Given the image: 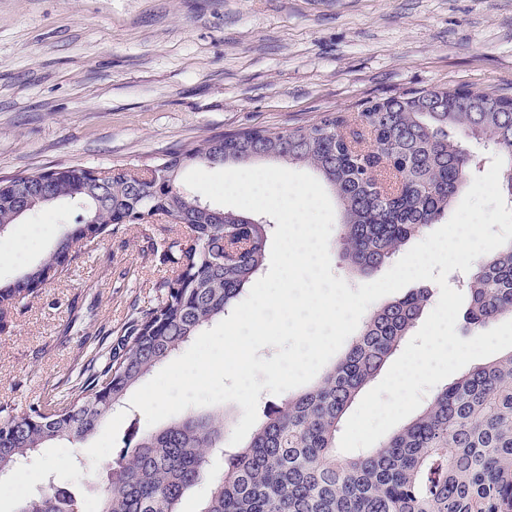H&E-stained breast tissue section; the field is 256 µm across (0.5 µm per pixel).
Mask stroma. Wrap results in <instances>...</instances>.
<instances>
[{"label": "stroma", "instance_id": "35a3bbf8", "mask_svg": "<svg viewBox=\"0 0 512 512\" xmlns=\"http://www.w3.org/2000/svg\"><path fill=\"white\" fill-rule=\"evenodd\" d=\"M512 91V0H0V178L162 162L240 129L284 130L430 87ZM51 207L0 236L14 279L81 224ZM179 224H118L0 321V405L62 399L171 277ZM147 431L130 403L88 441L40 449L24 474L78 503Z\"/></svg>", "mask_w": 512, "mask_h": 512}]
</instances>
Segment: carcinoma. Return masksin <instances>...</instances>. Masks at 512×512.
I'll list each match as a JSON object with an SVG mask.
<instances>
[{
    "label": "carcinoma",
    "instance_id": "obj_1",
    "mask_svg": "<svg viewBox=\"0 0 512 512\" xmlns=\"http://www.w3.org/2000/svg\"><path fill=\"white\" fill-rule=\"evenodd\" d=\"M476 141L504 160L500 188L512 203V94L464 87L422 88L339 112L286 131L245 129L212 136L185 150L152 182L114 174L100 182L79 169L0 181V229L52 204L83 211L84 227L64 230L38 262L0 283V314L31 293L29 285L59 278L63 259L109 231L115 213L142 223L164 215L189 230L166 242L173 278L157 302L128 322L100 364L55 404L18 414L0 407V474L32 453L100 430L112 408L199 332L224 319L267 260L270 225L215 208L180 190L191 165L284 162L310 168L339 207L341 258L373 274L413 238L439 223L483 159ZM466 329L476 332L512 316V243L473 266L464 282ZM416 288L378 307L344 356L312 388L265 415L250 440L225 454L223 473L208 455L224 447V412L188 413L140 435L134 450L107 475L99 512H180L185 493L203 482L200 512H512V351L476 366L437 390L427 406L382 446L353 456L337 451L346 411L428 307ZM18 512H78L51 486Z\"/></svg>",
    "mask_w": 512,
    "mask_h": 512
}]
</instances>
